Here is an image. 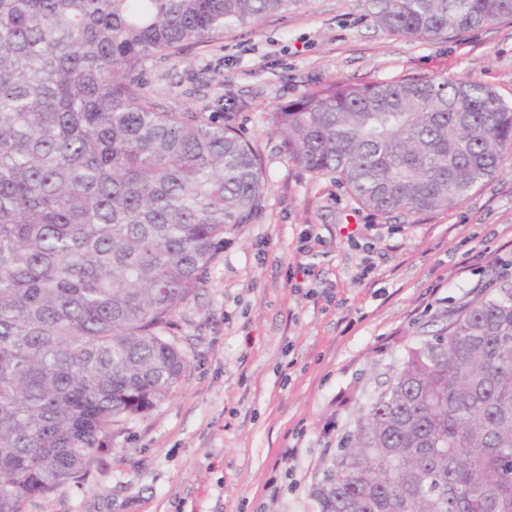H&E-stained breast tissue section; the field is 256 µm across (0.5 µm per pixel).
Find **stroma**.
Returning <instances> with one entry per match:
<instances>
[{"mask_svg": "<svg viewBox=\"0 0 512 512\" xmlns=\"http://www.w3.org/2000/svg\"><path fill=\"white\" fill-rule=\"evenodd\" d=\"M437 75L512 99V20L420 41L376 26L366 0H304L145 63L162 109L231 116L260 156L264 198L176 316L187 367L172 394L115 423L86 477L28 512H315L326 449L407 348L512 288V147L456 206L380 216L296 165L271 114L325 82ZM310 229L321 243L306 255ZM300 264L308 276L289 281Z\"/></svg>", "mask_w": 512, "mask_h": 512, "instance_id": "35a3bbf8", "label": "stroma"}]
</instances>
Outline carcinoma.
<instances>
[{"mask_svg": "<svg viewBox=\"0 0 512 512\" xmlns=\"http://www.w3.org/2000/svg\"><path fill=\"white\" fill-rule=\"evenodd\" d=\"M301 0H0V512L80 478L187 366L175 316L260 208L259 156L136 75ZM420 40L512 0H368ZM363 210H447L512 147V102L453 78L322 84L271 115ZM316 512H512V288L407 350L311 489Z\"/></svg>", "mask_w": 512, "mask_h": 512, "instance_id": "obj_1", "label": "carcinoma"}]
</instances>
